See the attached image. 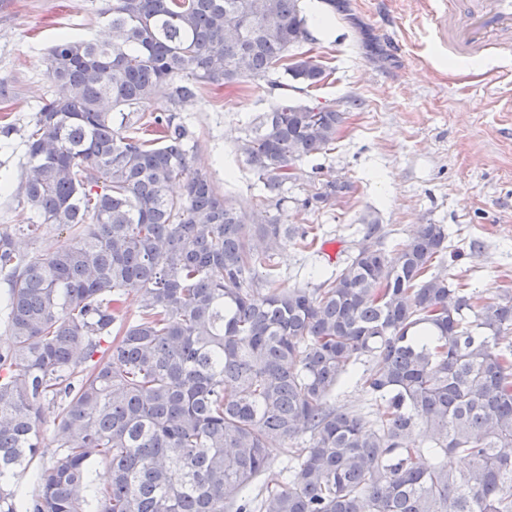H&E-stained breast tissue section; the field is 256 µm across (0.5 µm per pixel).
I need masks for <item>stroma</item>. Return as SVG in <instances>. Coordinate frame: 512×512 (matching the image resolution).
Returning a JSON list of instances; mask_svg holds the SVG:
<instances>
[{
  "label": "stroma",
  "mask_w": 512,
  "mask_h": 512,
  "mask_svg": "<svg viewBox=\"0 0 512 512\" xmlns=\"http://www.w3.org/2000/svg\"><path fill=\"white\" fill-rule=\"evenodd\" d=\"M106 0H0V225L34 223L21 185L25 140L41 105L57 88L45 57L59 35L104 39ZM330 34L311 30L301 51L318 56L328 71L315 88L292 99L329 105L346 122L332 149L299 163L282 214L287 224H311L317 254L294 242L273 261L282 288L317 286L318 272L342 266L353 250L361 216L379 221L383 246L400 248L419 224H443L448 249L440 264L452 285L493 297L512 289V109L498 87L496 63L463 60L428 27L422 0H328ZM403 46L394 53L388 43ZM276 99L266 84L201 89L180 113L189 131L192 168L211 176L242 205L261 184L237 150L250 122ZM322 179L354 182L352 197L305 211L301 201Z\"/></svg>",
  "instance_id": "35a3bbf8"
}]
</instances>
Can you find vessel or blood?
Here are the masks:
<instances>
[{
  "label": "vessel or blood",
  "mask_w": 512,
  "mask_h": 512,
  "mask_svg": "<svg viewBox=\"0 0 512 512\" xmlns=\"http://www.w3.org/2000/svg\"><path fill=\"white\" fill-rule=\"evenodd\" d=\"M433 32L460 58L512 52V0H427Z\"/></svg>",
  "instance_id": "obj_1"
}]
</instances>
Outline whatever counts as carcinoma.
I'll return each mask as SVG.
<instances>
[{
    "mask_svg": "<svg viewBox=\"0 0 512 512\" xmlns=\"http://www.w3.org/2000/svg\"><path fill=\"white\" fill-rule=\"evenodd\" d=\"M300 2L112 0V40L50 47L59 94L38 111L22 182L39 223L0 228V512H512V345L499 344L512 290L450 287L444 225L389 254L363 218L319 287L275 286V248L316 243L314 227L280 222L288 182L345 122L288 99L290 82L326 77L289 54L309 40ZM261 81L279 98L239 146L262 183L245 208L191 169L177 112L203 87ZM160 100V137L129 133ZM352 190L327 180L302 208ZM47 224L68 236L20 255L17 237L41 244ZM357 373L373 421L333 405ZM49 414L63 453L44 464ZM274 447L288 467L271 478ZM452 454L468 469H448ZM29 469L32 494L8 488ZM260 481L266 495L250 496Z\"/></svg>",
    "mask_w": 512,
    "mask_h": 512,
    "instance_id": "obj_1",
    "label": "carcinoma"
}]
</instances>
